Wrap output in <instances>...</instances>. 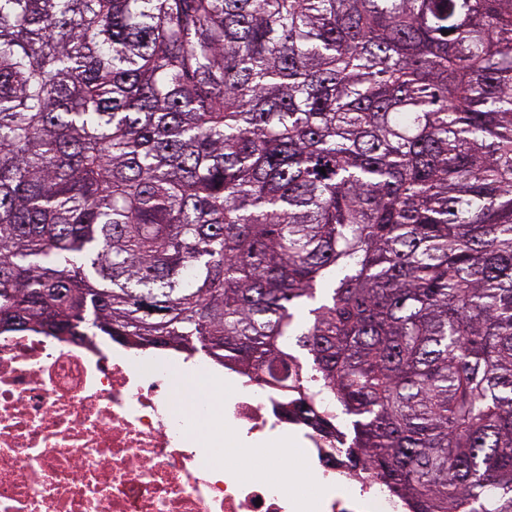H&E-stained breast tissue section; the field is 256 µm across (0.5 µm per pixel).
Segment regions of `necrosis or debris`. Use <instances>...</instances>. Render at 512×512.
Instances as JSON below:
<instances>
[{"label": "necrosis or debris", "instance_id": "4bbe7bcc", "mask_svg": "<svg viewBox=\"0 0 512 512\" xmlns=\"http://www.w3.org/2000/svg\"><path fill=\"white\" fill-rule=\"evenodd\" d=\"M215 376L209 359L189 371L103 337L0 334V512H394L342 421L251 379L229 402L184 399ZM231 443L257 446L247 472L226 463ZM276 447L313 481L282 490Z\"/></svg>", "mask_w": 512, "mask_h": 512}]
</instances>
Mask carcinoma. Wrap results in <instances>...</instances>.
<instances>
[{"mask_svg":"<svg viewBox=\"0 0 512 512\" xmlns=\"http://www.w3.org/2000/svg\"><path fill=\"white\" fill-rule=\"evenodd\" d=\"M4 332L291 362L409 512H512V0H0Z\"/></svg>","mask_w":512,"mask_h":512,"instance_id":"cac0c4a2","label":"carcinoma"}]
</instances>
